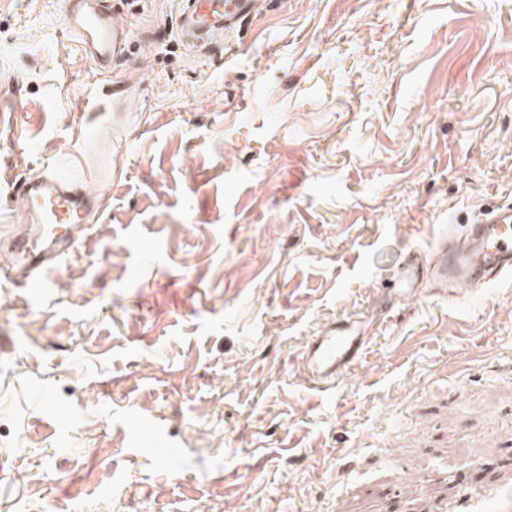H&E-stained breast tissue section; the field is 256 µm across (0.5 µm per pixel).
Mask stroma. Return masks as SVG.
Returning <instances> with one entry per match:
<instances>
[{
	"label": "stroma",
	"mask_w": 512,
	"mask_h": 512,
	"mask_svg": "<svg viewBox=\"0 0 512 512\" xmlns=\"http://www.w3.org/2000/svg\"><path fill=\"white\" fill-rule=\"evenodd\" d=\"M108 2L94 116L56 0H0V238L12 176L102 196L48 293L0 288V512H512V280L395 305L336 387L300 360L512 198V0H277L228 55Z\"/></svg>",
	"instance_id": "obj_1"
}]
</instances>
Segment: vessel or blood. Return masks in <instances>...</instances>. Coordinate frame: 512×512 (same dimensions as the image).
<instances>
[{
	"label": "vessel or blood",
	"mask_w": 512,
	"mask_h": 512,
	"mask_svg": "<svg viewBox=\"0 0 512 512\" xmlns=\"http://www.w3.org/2000/svg\"><path fill=\"white\" fill-rule=\"evenodd\" d=\"M58 6L78 52L94 63L96 79L110 78L113 59L125 49V27L113 21L100 0H58ZM257 6V0H195L180 17L181 35L188 43L211 49L216 35H232ZM8 187L23 199L25 209L23 227L10 241L13 260L0 266V285L46 287L47 272L73 250L74 229L94 211L98 194L53 166L9 180ZM430 246L427 253L417 248L402 252L370 312L338 315L308 338L301 361L311 381L329 388L354 369L373 337L374 324L395 303L422 297L424 280L452 294L511 278L512 202L465 224L462 234L435 236Z\"/></svg>",
	"instance_id": "1"
}]
</instances>
